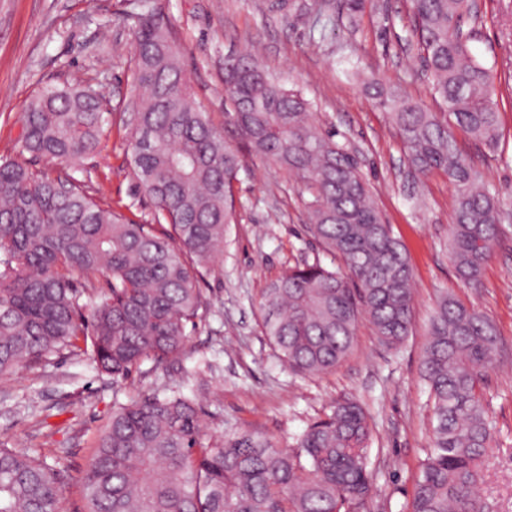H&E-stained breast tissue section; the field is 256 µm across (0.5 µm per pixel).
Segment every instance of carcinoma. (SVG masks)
Instances as JSON below:
<instances>
[{"label":"carcinoma","instance_id":"1","mask_svg":"<svg viewBox=\"0 0 512 512\" xmlns=\"http://www.w3.org/2000/svg\"><path fill=\"white\" fill-rule=\"evenodd\" d=\"M411 5L431 94L459 129L496 148V86L463 30L473 0ZM135 44L138 116L128 119L126 146L153 200V223L99 206L74 176L85 172L112 112L104 87H44L23 113L18 153L62 163L66 172L0 158V376L64 350L87 356L114 380L146 361L162 367L181 353L187 325L204 307L199 281L224 250L242 159L197 104L172 32L147 0ZM372 88L415 171L448 176L451 260L461 280L477 285L498 242L501 202L436 113L376 81ZM224 92L250 151L306 185L310 229L342 261L333 270L296 266L262 293V327L279 359L301 375L334 370L362 317L382 344L401 345L412 328V270L356 157L253 50L234 53ZM164 222L170 230H157ZM100 274L107 292L80 304L75 277L89 287ZM498 347L497 328L479 311L452 296L436 305L421 361L433 445L409 512H485L479 486L495 436L480 383ZM204 415L197 397L165 388L114 400L85 477L86 512H351L371 491V429L353 400L337 402L294 448L247 430L216 439L204 430ZM58 476L46 457L1 447L0 512H58Z\"/></svg>","mask_w":512,"mask_h":512}]
</instances>
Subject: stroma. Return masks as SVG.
<instances>
[{"label":"stroma","instance_id":"obj_1","mask_svg":"<svg viewBox=\"0 0 512 512\" xmlns=\"http://www.w3.org/2000/svg\"><path fill=\"white\" fill-rule=\"evenodd\" d=\"M272 0H155L183 52L198 104L243 159L234 182L235 222L214 271L200 281L206 303L181 354L152 369L143 364L112 382L85 358L54 356L50 365L0 377V444L46 455L60 471L59 512H85V473L98 431L114 401L158 387L197 394L213 436L244 428L279 448L353 398L373 430L371 494L352 512H408L414 477L432 446L433 418L420 365L433 310L452 294L497 326L500 365L481 384L496 426L497 449L479 488L487 512H512V0H479L468 19L469 47L497 88L500 141L489 150L463 131L458 146L502 202L501 234L479 287L456 276L448 254L453 189L446 174H414L406 149L371 80L397 89L448 119L429 81L409 0H368L349 15L344 0H307L304 13L276 12ZM138 0H0V156L16 157L22 113L50 83L73 77L106 85L112 114L100 146L85 163L87 191L104 207H121L150 223L152 200L138 187L121 121L132 97ZM109 24L100 41V24ZM258 43L264 68L299 89L317 122L336 131L368 179L376 205L403 245L413 273L412 330L396 349L381 345L360 320L352 353L332 372H291L262 334L258 300L288 268L336 261L309 230L304 185L284 168L249 152L224 93V58Z\"/></svg>","mask_w":512,"mask_h":512}]
</instances>
